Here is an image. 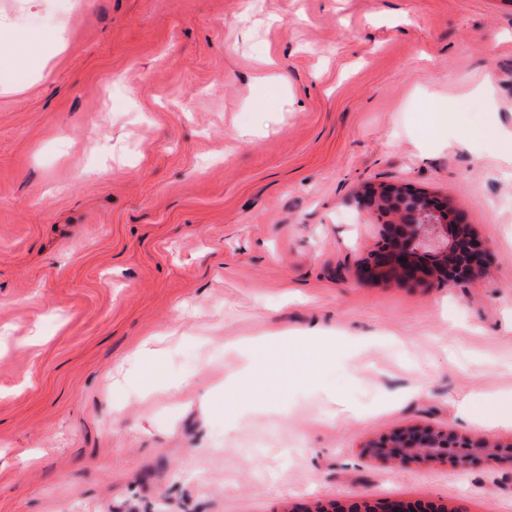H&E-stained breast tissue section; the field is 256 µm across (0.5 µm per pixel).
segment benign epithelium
<instances>
[{
  "label": "benign epithelium",
  "instance_id": "obj_1",
  "mask_svg": "<svg viewBox=\"0 0 512 512\" xmlns=\"http://www.w3.org/2000/svg\"><path fill=\"white\" fill-rule=\"evenodd\" d=\"M357 208L382 227L381 241L353 271L362 284L435 282L455 287L489 265V254L464 216L424 191L368 184ZM364 452L395 467L412 463L468 469L477 464L512 468V442H474L447 428L414 424L369 442ZM306 512H417L400 499L356 498L344 505L317 504Z\"/></svg>",
  "mask_w": 512,
  "mask_h": 512
}]
</instances>
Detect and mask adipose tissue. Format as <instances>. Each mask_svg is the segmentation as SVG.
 Masks as SVG:
<instances>
[{"label":"adipose tissue","instance_id":"1","mask_svg":"<svg viewBox=\"0 0 512 512\" xmlns=\"http://www.w3.org/2000/svg\"><path fill=\"white\" fill-rule=\"evenodd\" d=\"M65 31L48 23L32 29L10 16L0 17V92L21 86L33 60L41 58L45 46H63ZM320 336H280L250 346L248 374L259 373L269 350L285 348L281 361V389L297 385L316 347L323 344Z\"/></svg>","mask_w":512,"mask_h":512}]
</instances>
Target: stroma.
I'll use <instances>...</instances> for the list:
<instances>
[{"instance_id": "obj_1", "label": "stroma", "mask_w": 512, "mask_h": 512, "mask_svg": "<svg viewBox=\"0 0 512 512\" xmlns=\"http://www.w3.org/2000/svg\"><path fill=\"white\" fill-rule=\"evenodd\" d=\"M75 2L0 0L67 24L0 94V512H512V470L362 451L512 440L458 412L512 396V0ZM380 182L464 214L487 272L357 283ZM308 335L336 347L288 394L244 376L249 341ZM364 452L384 464L405 467L412 463L443 464L468 469L477 464L512 468V442H474L448 428L414 424L373 440ZM417 510L415 506L400 499L372 501L365 498H355L344 505L336 503H331L328 506L317 504L305 512H416Z\"/></svg>"}]
</instances>
